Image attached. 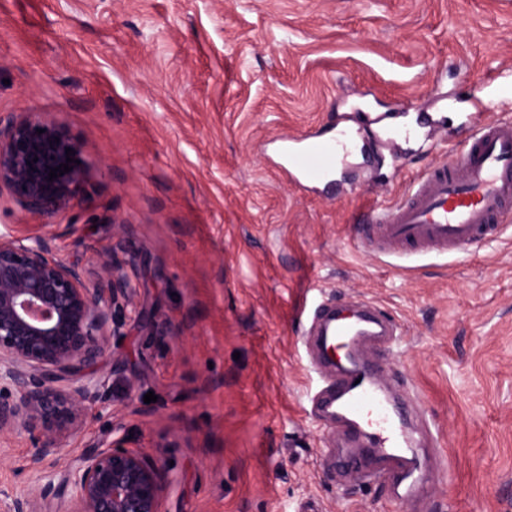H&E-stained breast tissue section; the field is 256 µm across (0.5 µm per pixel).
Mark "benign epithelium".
<instances>
[{"instance_id": "7a95c632", "label": "benign epithelium", "mask_w": 512, "mask_h": 512, "mask_svg": "<svg viewBox=\"0 0 512 512\" xmlns=\"http://www.w3.org/2000/svg\"><path fill=\"white\" fill-rule=\"evenodd\" d=\"M43 133H37V130ZM71 170L53 180L50 170ZM89 162L80 143L44 112L0 114V195L49 219L74 210L86 193ZM57 236H0V433L28 437L23 469L60 466L62 449L81 434L103 399L97 365L126 336L120 314L132 282L112 249L96 261L58 257ZM166 462L124 436L93 443L58 479L39 487L43 512H163ZM7 512H38L28 495H5Z\"/></svg>"}]
</instances>
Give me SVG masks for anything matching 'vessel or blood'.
Returning <instances> with one entry per match:
<instances>
[{
	"label": "vessel or blood",
	"instance_id": "1",
	"mask_svg": "<svg viewBox=\"0 0 512 512\" xmlns=\"http://www.w3.org/2000/svg\"><path fill=\"white\" fill-rule=\"evenodd\" d=\"M354 134L280 138L275 166L294 185L310 190L338 186V171L356 149ZM512 211V117L485 118L468 138L425 173L398 205L375 203L362 216L358 244L394 256L404 249L459 253L496 239L502 217ZM317 331L353 337L355 371L324 375L310 399L311 417L343 428L359 449L337 471H363L369 478L401 483L419 471L410 451L402 413L387 400L377 382L379 359L364 356L367 346L393 336L396 321L374 304L351 319H335L333 309L315 315Z\"/></svg>",
	"mask_w": 512,
	"mask_h": 512
}]
</instances>
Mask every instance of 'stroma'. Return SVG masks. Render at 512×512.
Masks as SVG:
<instances>
[{"mask_svg": "<svg viewBox=\"0 0 512 512\" xmlns=\"http://www.w3.org/2000/svg\"><path fill=\"white\" fill-rule=\"evenodd\" d=\"M508 69L512 0H0V113H48L91 162L78 223L4 195L0 236L53 230L67 261L107 245L140 256L124 311L140 360L99 363L109 401L63 458L127 434L171 464L165 512H512V219L459 254L384 258L356 241L362 212L397 201L467 128L452 119L435 149L351 166L333 196L298 190L264 151L360 101L441 111ZM352 299L401 326L388 374L421 400L450 471L426 502L323 462L306 333L319 307ZM30 448L0 435V490L34 492Z\"/></svg>", "mask_w": 512, "mask_h": 512, "instance_id": "1", "label": "stroma"}]
</instances>
